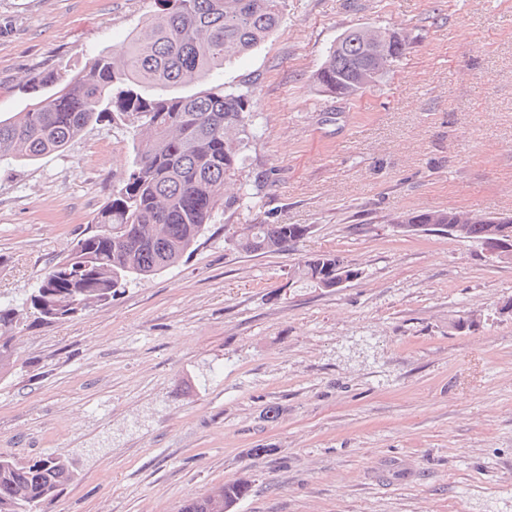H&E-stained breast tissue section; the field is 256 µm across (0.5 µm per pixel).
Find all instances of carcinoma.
<instances>
[{"mask_svg":"<svg viewBox=\"0 0 512 512\" xmlns=\"http://www.w3.org/2000/svg\"><path fill=\"white\" fill-rule=\"evenodd\" d=\"M157 13L136 29L120 60L99 53L73 77L47 73L32 86L30 103L0 118V160L31 163L64 150L86 128L107 118L136 132L130 169L112 190L95 229L80 234L47 268L22 307L0 303V337L26 317L47 325L69 320L88 304L105 305L133 281L148 280L190 255L219 215L251 198L243 177L246 150L256 138L250 94L224 89V66L258 47L283 22L287 0H157ZM382 50L372 55L366 39ZM407 52L396 31L366 25L340 34L313 75L318 89L337 98L377 86ZM193 82L190 95L173 89ZM240 182V193L224 185ZM453 209L413 213L420 224L446 227ZM303 224H242L237 243L246 253L296 246ZM344 258L313 254L294 269L307 288L336 272ZM74 480L72 467L53 456L20 463L0 455V512H40ZM237 504L251 485L223 486Z\"/></svg>","mask_w":512,"mask_h":512,"instance_id":"1","label":"carcinoma"}]
</instances>
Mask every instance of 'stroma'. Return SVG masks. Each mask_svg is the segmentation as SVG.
Masks as SVG:
<instances>
[{"label": "stroma", "mask_w": 512, "mask_h": 512, "mask_svg": "<svg viewBox=\"0 0 512 512\" xmlns=\"http://www.w3.org/2000/svg\"><path fill=\"white\" fill-rule=\"evenodd\" d=\"M155 0H0V116L41 74L119 56ZM403 33L379 86L338 99L313 75L346 30ZM251 92L258 192L230 221L304 224L245 254L216 224L185 263L109 304L15 329L0 453L73 463L44 512H178L236 480V512H512V262L403 213L512 215V0H288L224 69ZM134 134L109 121L65 150L0 161V300L22 304L94 225ZM360 268L288 285L308 254ZM479 326L456 330L459 317Z\"/></svg>", "instance_id": "obj_1"}]
</instances>
